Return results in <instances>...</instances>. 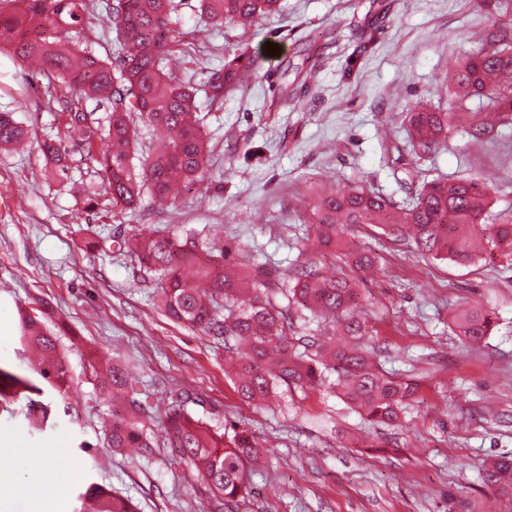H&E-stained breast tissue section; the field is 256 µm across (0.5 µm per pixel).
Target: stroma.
Instances as JSON below:
<instances>
[{"instance_id":"1","label":"stroma","mask_w":512,"mask_h":512,"mask_svg":"<svg viewBox=\"0 0 512 512\" xmlns=\"http://www.w3.org/2000/svg\"><path fill=\"white\" fill-rule=\"evenodd\" d=\"M281 3L257 24L216 27L201 18L198 0H183L174 24L180 74L206 81L239 48L255 56L256 69L223 101L201 104L212 149L205 182L176 201L148 199L118 215L99 191L96 162L79 148H70L67 185L59 187L39 144L67 115L49 103L44 78L0 51V112L15 113L29 137L26 151L0 149V367L32 375L18 326L22 311L44 304L75 377L65 396L44 392L53 415L43 429H29L25 398L0 404V462L17 481L0 512H78L79 493L93 483L128 499L134 512H205L203 488L189 469L169 464L165 449L145 459L107 448L102 423L126 408L99 395L84 374L105 352L152 399L186 393L189 411L214 430H248L266 449V462L249 472L255 494L242 512H458L459 498L488 502L478 468L488 456L512 453V257L490 249L471 266L426 260L376 227L351 224L349 245L375 258L362 272L313 247L306 218L318 197L356 183L404 199L398 176L414 167L406 112L452 92L464 53L493 28L512 41V23H500L497 0ZM116 4L88 0L78 36L112 61ZM272 43L278 54L269 52ZM482 119L491 139L451 135L429 165L485 182L493 212H507L512 126L489 113ZM146 225L239 247L240 268L252 277L275 282L313 262L324 275L358 280L378 363L419 386L399 426L368 423L329 385L282 391L263 405L243 400L223 341L165 316L149 275L109 241L115 229ZM473 304L495 313L477 348L450 321ZM370 434L382 439V451L364 448ZM59 443L54 465L72 476L64 500L30 497L28 459Z\"/></svg>"}]
</instances>
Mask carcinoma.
Here are the masks:
<instances>
[{
	"label": "carcinoma",
	"instance_id": "carcinoma-1",
	"mask_svg": "<svg viewBox=\"0 0 512 512\" xmlns=\"http://www.w3.org/2000/svg\"><path fill=\"white\" fill-rule=\"evenodd\" d=\"M113 15L119 62L117 66L93 51L70 44L69 33L82 22L85 0H0V35L12 52L34 67L33 74L56 82L51 97L67 99L70 114L64 130L48 137L40 150L62 177L68 170L67 143L93 156L95 130L92 113L77 107L92 99L111 105L103 137L112 151L97 160L106 193L124 210L137 208L143 194L166 201L202 182L208 172L210 149L197 114L194 84L177 76L171 57L178 52L173 34L175 0H119ZM201 13L213 25H254L281 10L280 0H200ZM247 52L224 58V65L206 81L212 101H221L238 81L254 71ZM456 92L444 106L413 109L405 114L412 152L418 158L448 139L458 111L494 113L512 125V43L488 39L467 52L452 77ZM150 127L159 139L156 148L138 153L132 116ZM27 131L12 112L0 113V147L24 141ZM410 202L401 206L390 197L354 185L319 198L312 207L314 235L323 248L342 251L350 267L365 271L373 257L366 250L345 247L347 224L378 225L396 240L409 241L421 255L471 265L487 247L512 252V212L501 213L487 234L476 237L470 226L488 216L492 198L488 186L474 178H433L416 184L411 174ZM119 250L133 254L141 269L154 272L158 302L172 319L223 338L247 401H265L284 388L288 392L314 390L336 374L341 398L370 423L392 426L414 401L418 387L410 380L382 371L372 362L364 342L368 335L359 314L362 289L347 276H321L313 263L294 278L293 285L276 289L259 278L237 272L236 250L216 249L194 240L159 234L144 226L110 236ZM342 328L336 334L294 339L291 308ZM46 309L23 316L21 342L37 358L36 374L56 393L71 381L59 339L41 320ZM452 322L471 344L485 340L493 328V312L481 305L456 311ZM303 351H297V346ZM88 378L100 393L127 406L128 414L104 427L108 447L135 448L152 455L155 438L146 424L162 426V445L175 464L200 472L208 495V512H241L251 496L250 463L262 454L246 430L220 434L187 408L189 396L171 395L155 406L141 398L127 381L124 366L114 361L103 369L89 365ZM27 397V419L46 423L50 406L32 395L42 388L10 369L0 368V402L20 393ZM482 485L490 491L496 512H512V454L492 455L480 465ZM81 499H91L93 512H133L125 499L91 484Z\"/></svg>",
	"mask_w": 512,
	"mask_h": 512
}]
</instances>
